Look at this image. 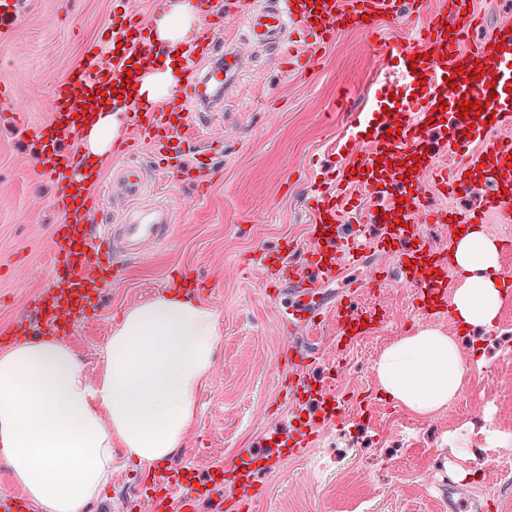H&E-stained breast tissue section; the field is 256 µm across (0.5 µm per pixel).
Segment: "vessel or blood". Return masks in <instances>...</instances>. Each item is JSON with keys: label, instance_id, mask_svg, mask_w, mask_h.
Segmentation results:
<instances>
[{"label": "vessel or blood", "instance_id": "obj_1", "mask_svg": "<svg viewBox=\"0 0 512 512\" xmlns=\"http://www.w3.org/2000/svg\"><path fill=\"white\" fill-rule=\"evenodd\" d=\"M237 2L250 37L278 51L284 64L298 68L313 66L317 50L327 39L352 26L363 29L372 39L371 50L392 61L379 89L397 87L403 92L399 132H388L382 121L389 98H374L369 111L350 113V129L372 125L376 134L371 141L355 142L346 163L334 170L324 188L313 196L307 246L288 240L282 248L262 252L257 258L271 286L287 290L291 298L287 311L280 315L293 337L284 357V399L297 408L316 404L317 416L327 420L340 410L342 402L331 378L314 387L303 377V370L316 365L319 355L314 344L299 338V331H315L330 314L336 319L337 338L353 344L377 334L383 322L373 311L354 312V303L365 295L358 281H348L346 289L332 296L326 295L325 284L339 278L343 269L358 266L364 252L392 250L396 264L385 268L383 277H371V284L379 287L386 281L398 282L407 288L414 308L421 313L430 306L447 305L443 277L448 273V248L426 227L455 217L464 224L479 221L475 215L457 216L452 208H424L398 172L379 168V157L387 154L400 162L421 155L423 179L446 189L466 186L472 174H481L493 190L486 200L487 211L497 214L499 223H512V213L506 210L512 201V142L495 133L497 123L512 117V25L497 26L489 35L472 40V50L464 51L460 45L470 40L475 26L473 16L465 12L464 0H447L443 12L403 44L378 37L374 28L376 17L398 15L400 0ZM141 28V23L132 21L113 33L107 46L89 45L72 76L51 87L57 114L52 130H28L36 163L54 187L52 204L59 216L51 227L52 282L34 297L31 309L43 320L42 335L61 341L68 338L77 318L98 308L107 275L121 258L144 255L164 243L173 223L169 207L144 204L149 187L144 169L126 162L114 166L108 180H100L86 168L79 151L69 149V142L80 141L86 121L112 105L123 112V133L113 146L114 154H131L133 146L146 139L168 147L172 140L182 139L184 127H212L243 68L235 43L225 42L223 53H216L214 29L205 26L201 52L186 54V77L174 96L159 106L142 103L131 92L121 91L120 85L138 83L153 59L168 53L169 48L152 44L141 35ZM469 100L484 102V110L464 111L463 104ZM442 109L453 119L452 138L443 153H425L426 131ZM0 112L9 114L15 125H22L20 92L13 82H0ZM474 142L479 145L475 152L470 149ZM355 185L374 194L383 188L397 191L405 199L403 212L396 222L380 212L368 213L363 221L378 225V234L371 239L354 235L340 244L332 231L346 214L342 189ZM108 190L119 191L126 209L116 223L92 225L89 219L103 208ZM419 218L424 228L406 231V223ZM421 266L433 269L435 279L418 278ZM308 444V434L303 431L278 457L241 454L236 462L210 474L206 488L192 471L154 468L145 486L147 512H197L202 501L208 502L210 512H258L259 498L224 496V486L260 482L280 471L287 457L299 456Z\"/></svg>", "mask_w": 512, "mask_h": 512}]
</instances>
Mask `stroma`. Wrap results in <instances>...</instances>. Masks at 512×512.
<instances>
[{
  "mask_svg": "<svg viewBox=\"0 0 512 512\" xmlns=\"http://www.w3.org/2000/svg\"><path fill=\"white\" fill-rule=\"evenodd\" d=\"M161 2L29 0L17 22L0 25V79L21 81L26 123L49 120L53 81L78 63L88 45L104 40L125 14L150 22ZM215 7L247 65L236 95L199 139V156L184 159L189 166L210 163L216 170L211 186L202 195L157 168L146 200L172 208L169 238L146 256L125 260L116 283L103 288L97 315L79 319L69 340L89 380H96L118 313L163 294L177 268L204 276L212 291L202 301L218 316L215 366L196 395L190 432L167 459L201 479L240 450L271 454L267 435L284 436L292 428L279 384L287 343L278 329L281 307L248 259L286 238L305 243L309 189L338 162L327 145L344 126L345 113L369 109L382 71L359 30L321 48L314 67L287 69L276 53L249 41L234 0H215ZM218 138L223 151L209 152ZM489 193L480 184L451 200L422 189L434 208L484 213V232L498 240L511 231L486 212ZM51 202L52 187L38 173L25 134L0 118V323L35 319L29 299L50 283V226L58 220ZM361 305L387 315L385 326L344 349L332 343L336 320L327 318L322 331L329 341L308 371L315 378L339 372L344 418L323 425L282 474L266 477L261 512H440L452 480L464 493L484 496L491 512H512V492L497 468L458 432L461 424H478L494 430V448H512V290L493 328L464 336L447 312H414L409 294L395 282L371 289ZM422 327L458 338L465 367L456 400L426 416L382 398L373 372L386 347ZM113 454L110 478L89 512H141L144 468L125 449Z\"/></svg>",
  "mask_w": 512,
  "mask_h": 512,
  "instance_id": "1",
  "label": "stroma"
}]
</instances>
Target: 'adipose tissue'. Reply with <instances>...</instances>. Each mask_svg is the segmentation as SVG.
<instances>
[{
  "label": "adipose tissue",
  "mask_w": 512,
  "mask_h": 512,
  "mask_svg": "<svg viewBox=\"0 0 512 512\" xmlns=\"http://www.w3.org/2000/svg\"><path fill=\"white\" fill-rule=\"evenodd\" d=\"M199 32L191 0H165L152 18L158 44L186 46ZM181 65L171 54L155 61L135 96L164 102L184 78ZM120 123V113L99 112L82 152L103 163ZM450 256L464 274L452 317L465 332L492 328L505 294L498 243L474 225L459 233ZM218 336L215 311L174 291L120 313L97 382L63 342L32 338L1 350L0 456L14 482L43 512H87L112 469L113 449H126L140 465L164 462L193 425ZM374 373L383 396L430 415L461 391L464 361L454 337L425 327L384 349Z\"/></svg>",
  "instance_id": "ef3b65f1"
}]
</instances>
